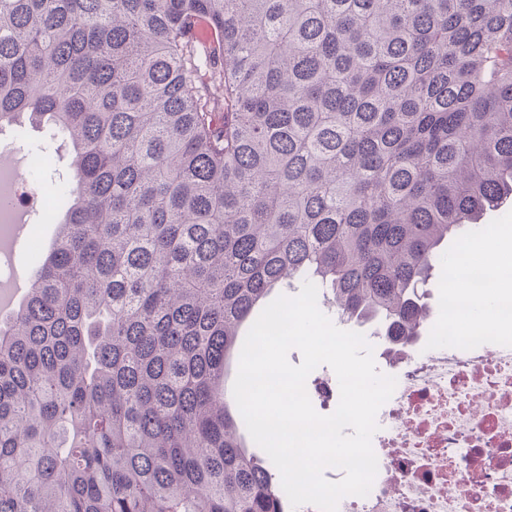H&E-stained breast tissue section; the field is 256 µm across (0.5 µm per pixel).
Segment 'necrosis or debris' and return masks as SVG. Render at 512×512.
<instances>
[{
	"instance_id": "obj_1",
	"label": "necrosis or debris",
	"mask_w": 512,
	"mask_h": 512,
	"mask_svg": "<svg viewBox=\"0 0 512 512\" xmlns=\"http://www.w3.org/2000/svg\"><path fill=\"white\" fill-rule=\"evenodd\" d=\"M23 207L37 224L57 213L25 169L1 165L0 239ZM498 330L472 323L447 350L397 354L372 437L377 476L337 512H512V341H497Z\"/></svg>"
}]
</instances>
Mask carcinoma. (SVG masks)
<instances>
[{"label":"carcinoma","instance_id":"obj_1","mask_svg":"<svg viewBox=\"0 0 512 512\" xmlns=\"http://www.w3.org/2000/svg\"><path fill=\"white\" fill-rule=\"evenodd\" d=\"M28 124L70 176L0 328V512H288L224 392L240 329L308 280L420 336L512 195V0H0Z\"/></svg>","mask_w":512,"mask_h":512}]
</instances>
